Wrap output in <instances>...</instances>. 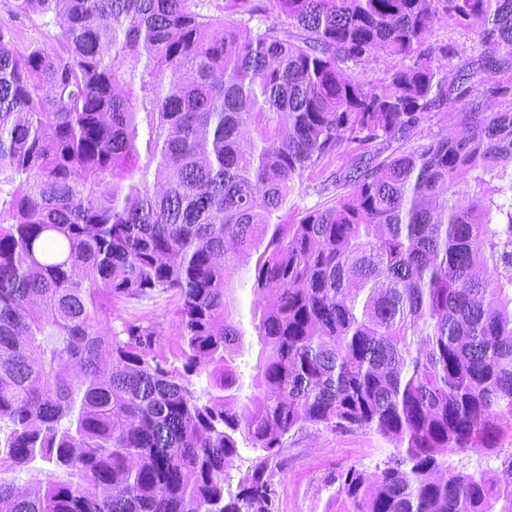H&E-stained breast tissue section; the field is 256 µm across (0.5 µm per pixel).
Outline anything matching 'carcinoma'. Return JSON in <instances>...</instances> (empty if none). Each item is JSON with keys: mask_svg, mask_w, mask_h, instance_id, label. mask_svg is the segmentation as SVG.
<instances>
[{"mask_svg": "<svg viewBox=\"0 0 512 512\" xmlns=\"http://www.w3.org/2000/svg\"><path fill=\"white\" fill-rule=\"evenodd\" d=\"M13 8L59 48L0 30V468L57 476L0 480V512H278L271 461L308 425L394 445L332 478L344 512H512V107L488 111L512 0ZM441 12L476 58L430 42ZM379 54L410 61L380 90L355 74ZM448 107L457 135L411 143ZM344 143L336 201L284 223ZM253 254L243 397L227 271ZM165 293L179 367L155 328L112 327ZM472 448L500 472L448 467Z\"/></svg>", "mask_w": 512, "mask_h": 512, "instance_id": "cac0c4a2", "label": "carcinoma"}]
</instances>
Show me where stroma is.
<instances>
[{"instance_id":"1","label":"stroma","mask_w":512,"mask_h":512,"mask_svg":"<svg viewBox=\"0 0 512 512\" xmlns=\"http://www.w3.org/2000/svg\"><path fill=\"white\" fill-rule=\"evenodd\" d=\"M1 28L11 31L18 45L24 46L36 41L50 50L57 47L54 39L56 27H46L40 20L16 14L8 0H0ZM354 157L352 146L345 144L325 157L317 168L306 171L301 183L297 184L288 197L285 219L296 218L300 212L335 198L333 180L336 174L352 164ZM253 267V259L244 257L231 271L244 332L239 364L246 378L253 373L259 350L249 315ZM114 322L118 325L132 322L157 327L161 336V354L169 363H178L180 340L176 330V297L163 294L117 302ZM392 450L389 441L371 431L343 432L322 426H307L290 432L285 437L280 456L272 462L278 484L279 512H326L330 497L336 490L331 483L333 475L352 465L375 470Z\"/></svg>"}]
</instances>
